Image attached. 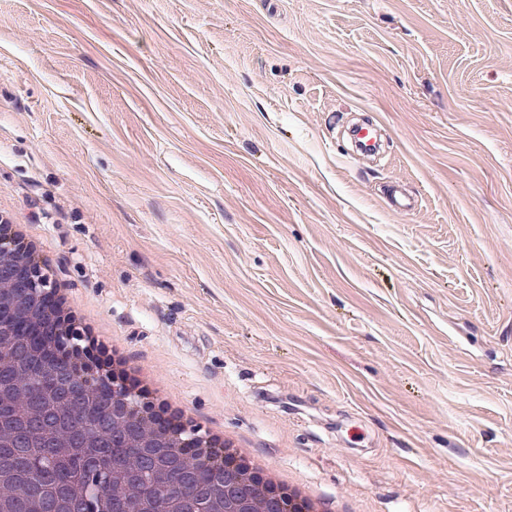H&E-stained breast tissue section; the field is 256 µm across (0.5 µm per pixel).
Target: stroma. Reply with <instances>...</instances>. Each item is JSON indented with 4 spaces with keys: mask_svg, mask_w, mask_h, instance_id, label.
<instances>
[{
    "mask_svg": "<svg viewBox=\"0 0 512 512\" xmlns=\"http://www.w3.org/2000/svg\"><path fill=\"white\" fill-rule=\"evenodd\" d=\"M1 208L344 512H512V0H0Z\"/></svg>",
    "mask_w": 512,
    "mask_h": 512,
    "instance_id": "1",
    "label": "stroma"
}]
</instances>
